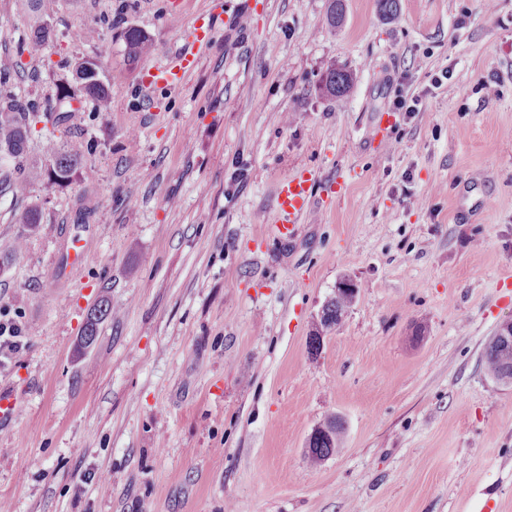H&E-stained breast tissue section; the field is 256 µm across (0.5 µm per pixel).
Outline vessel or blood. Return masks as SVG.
Wrapping results in <instances>:
<instances>
[{
  "label": "vessel or blood",
  "mask_w": 512,
  "mask_h": 512,
  "mask_svg": "<svg viewBox=\"0 0 512 512\" xmlns=\"http://www.w3.org/2000/svg\"><path fill=\"white\" fill-rule=\"evenodd\" d=\"M213 31L210 15H199L191 30L185 34L184 43L173 62L155 64L142 71L139 83L143 91L178 89L197 66L199 50L210 41ZM316 181L317 176L313 171L302 170L284 177L278 183L276 229L281 236L289 238L296 232L300 217L308 212L314 202L312 189Z\"/></svg>",
  "instance_id": "1"
}]
</instances>
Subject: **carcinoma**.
<instances>
[{
  "label": "carcinoma",
  "mask_w": 512,
  "mask_h": 512,
  "mask_svg": "<svg viewBox=\"0 0 512 512\" xmlns=\"http://www.w3.org/2000/svg\"><path fill=\"white\" fill-rule=\"evenodd\" d=\"M29 12L31 35L25 44V51L35 56L43 53L52 38L50 19L54 12L55 0H23ZM145 49V37L135 28L125 32V55L127 61L135 62ZM75 79L79 86L81 98L93 112H106L110 107L108 86L103 81L102 70L97 68L94 59L84 57L76 63ZM354 77L344 70H330L325 77L324 89L332 95L345 93L353 84ZM74 99L68 90L57 95L55 103L45 108L44 116L63 133L70 134L69 121L71 111H63L60 105L64 100ZM40 106L29 102L22 104L14 90L13 83L7 78H0V160H9L18 177L14 180V191L23 193L25 189L23 162L27 153L29 120L38 116ZM82 168V152L71 147L68 142L52 144L47 152V172L55 183L70 180L75 171ZM356 297L348 290L336 288V293L323 306L316 333L311 342L320 340L323 333L340 325L345 313L355 303ZM108 315V308L101 305L91 309L85 319L82 336L87 343H92L97 336L99 325ZM486 369L498 381L512 377V345L487 344L484 350ZM330 428L327 435L309 437L306 445V458L310 465L316 466L340 448L344 426L334 417L326 421Z\"/></svg>",
  "instance_id": "obj_1"
}]
</instances>
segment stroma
Returning <instances> with one entry per match:
<instances>
[{"mask_svg":"<svg viewBox=\"0 0 512 512\" xmlns=\"http://www.w3.org/2000/svg\"><path fill=\"white\" fill-rule=\"evenodd\" d=\"M335 1L56 0L49 47L21 57L23 5L0 0L21 99L75 88L90 53L111 92L72 114L91 177L48 180L44 121L25 195L0 190V322L21 329L0 388L23 394L0 512H512V384L483 364L512 319V0H339L338 24ZM208 11L196 70L146 100L141 71ZM129 27L150 44L134 64ZM334 67L355 77L336 97ZM301 169L319 200L286 240L276 185ZM75 240L89 258L57 278ZM345 277L356 301L310 351ZM333 416L342 446L310 466Z\"/></svg>","mask_w":512,"mask_h":512,"instance_id":"stroma-1","label":"stroma"}]
</instances>
